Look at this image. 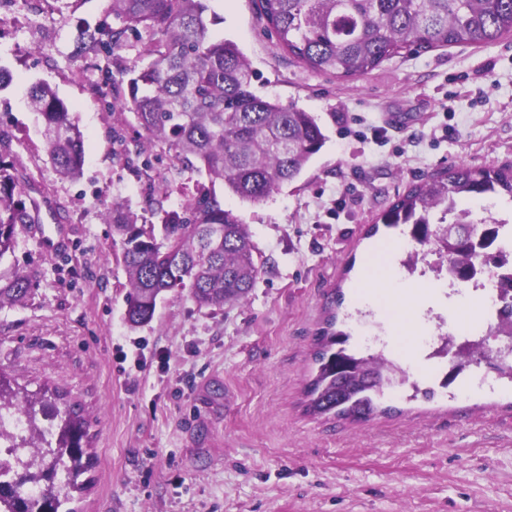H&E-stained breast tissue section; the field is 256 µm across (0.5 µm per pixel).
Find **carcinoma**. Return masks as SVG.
I'll use <instances>...</instances> for the list:
<instances>
[{"mask_svg": "<svg viewBox=\"0 0 512 512\" xmlns=\"http://www.w3.org/2000/svg\"><path fill=\"white\" fill-rule=\"evenodd\" d=\"M116 21L98 24L80 38L78 50L106 61L91 90L110 99L107 111L134 114L138 137L132 140L140 172L152 169L163 155L178 173H205L209 184L196 183L181 210H169L170 182L151 188V217L120 203L105 219L120 238L130 291L126 316L133 325L152 320L163 294L181 290L200 306L222 305L246 297L260 268L242 219L224 208L214 186L223 184L240 199L259 202L284 183L294 181L324 147L327 136L316 116L294 105L283 106L257 96L255 73L237 45L209 36V0H108ZM260 19L275 34L277 47L306 68L349 79L363 76L404 49L453 45H492L512 34V0H254ZM147 40L144 66H129L116 51ZM33 110L44 125L46 150L62 179L80 177L84 164L82 135L65 102L47 84L29 93ZM11 135L0 130V259L14 251L18 237L38 223L39 202L30 197L11 173L5 149ZM505 194L512 200V167L474 168L459 165L420 179L394 201L380 221L387 228L411 225L421 245L436 240L439 260L457 279L476 274L473 258L494 271L500 254L490 250L498 224L482 222V242L473 248L439 232L447 223L464 232L473 222L454 212V204ZM220 226L223 236L212 229ZM32 276L17 272L0 284V307L23 303ZM500 325L512 331V281L502 289ZM336 315L315 336L318 370L307 389L315 414L361 418L376 410L374 396L360 387L364 370L386 365L380 355L357 357L344 344L350 334L336 332ZM486 340L464 347L455 358L456 379L469 363L485 355ZM16 408L27 415L30 436L20 448L36 447L44 438L36 424L35 403L17 398L0 375V409ZM83 422L76 412L68 419L57 447L30 456V473L10 485L0 484V500L8 512H57L63 487L42 489L40 508L25 497L21 486L36 480L39 457L52 455L71 470L82 458Z\"/></svg>", "mask_w": 512, "mask_h": 512, "instance_id": "1", "label": "carcinoma"}]
</instances>
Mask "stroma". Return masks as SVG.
Returning a JSON list of instances; mask_svg holds the SVG:
<instances>
[{"instance_id": "35a3bbf8", "label": "stroma", "mask_w": 512, "mask_h": 512, "mask_svg": "<svg viewBox=\"0 0 512 512\" xmlns=\"http://www.w3.org/2000/svg\"><path fill=\"white\" fill-rule=\"evenodd\" d=\"M212 39L233 40L258 75L257 96L318 116L328 137L293 182L260 202L216 185L247 224L260 274L243 301L201 307L162 296L151 322L126 320L128 276L102 213L119 200L149 214L146 177L126 166L132 113L92 99L94 55L76 54L108 0H53L38 27L0 25V129L14 173L37 200L62 207L53 250L30 234L0 259L34 287L0 309V373L43 405L59 433L77 407L87 454L59 512H512V379L491 391L461 381L433 398L385 394L358 421L309 411L314 337L332 297L354 314V286L397 234L372 232L421 177L466 164L512 165V35L489 46L406 51L368 74H315L275 46L253 0H210ZM48 83L83 134L80 179L58 178L27 92ZM120 137H113V130ZM407 308L454 323L428 261Z\"/></svg>"}]
</instances>
